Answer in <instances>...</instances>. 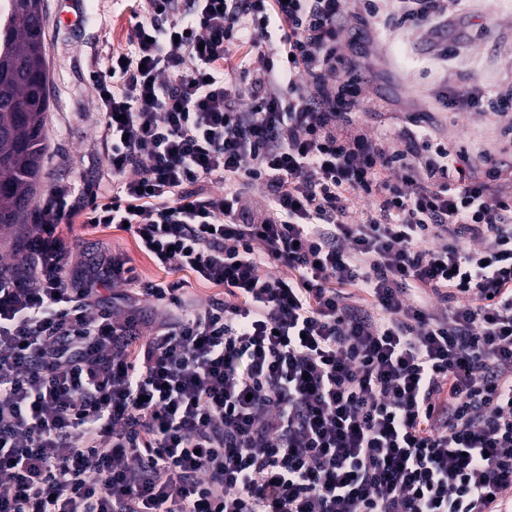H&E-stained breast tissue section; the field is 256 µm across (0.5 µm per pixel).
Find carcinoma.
I'll return each mask as SVG.
<instances>
[{
	"instance_id": "carcinoma-1",
	"label": "carcinoma",
	"mask_w": 512,
	"mask_h": 512,
	"mask_svg": "<svg viewBox=\"0 0 512 512\" xmlns=\"http://www.w3.org/2000/svg\"><path fill=\"white\" fill-rule=\"evenodd\" d=\"M41 0H0V62L15 67L0 86V227L24 223L40 187L49 108Z\"/></svg>"
}]
</instances>
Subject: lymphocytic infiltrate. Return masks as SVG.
<instances>
[{"mask_svg": "<svg viewBox=\"0 0 512 512\" xmlns=\"http://www.w3.org/2000/svg\"><path fill=\"white\" fill-rule=\"evenodd\" d=\"M137 2L111 194L54 186L0 252V512H512V162L368 123L352 0ZM114 224L215 293L75 259Z\"/></svg>", "mask_w": 512, "mask_h": 512, "instance_id": "1", "label": "lymphocytic infiltrate"}]
</instances>
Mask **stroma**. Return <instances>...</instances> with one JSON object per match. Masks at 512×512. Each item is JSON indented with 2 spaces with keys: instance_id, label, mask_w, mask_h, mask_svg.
I'll return each mask as SVG.
<instances>
[{
  "instance_id": "1",
  "label": "stroma",
  "mask_w": 512,
  "mask_h": 512,
  "mask_svg": "<svg viewBox=\"0 0 512 512\" xmlns=\"http://www.w3.org/2000/svg\"><path fill=\"white\" fill-rule=\"evenodd\" d=\"M48 25L49 110L45 125L42 187L67 183L82 190L91 182L110 192L93 79L106 76L113 53L126 47L130 13L125 0H79L75 22L60 18L61 0H45ZM502 0H473L469 10L449 12L446 26L434 30L395 28L386 38L369 36L360 60L369 91L387 110L369 114L376 127L390 126L418 112L430 113L433 132L450 149L469 156L485 150L512 154V132L502 129L491 108L512 93V29L500 26ZM480 83V110L463 127L452 110L435 99L444 85Z\"/></svg>"
}]
</instances>
